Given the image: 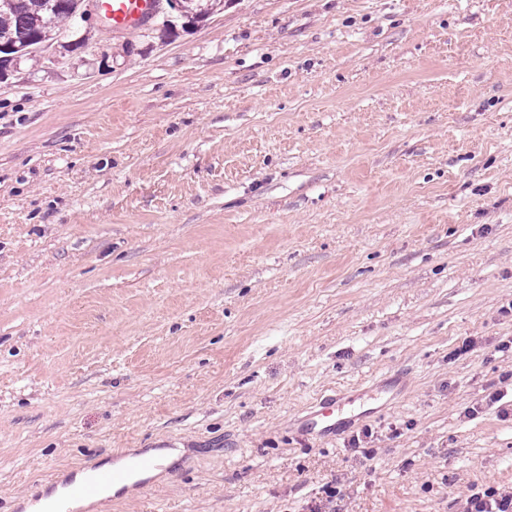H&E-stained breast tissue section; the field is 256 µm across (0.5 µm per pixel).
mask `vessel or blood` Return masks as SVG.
Masks as SVG:
<instances>
[{
	"instance_id": "b4317fda",
	"label": "vessel or blood",
	"mask_w": 512,
	"mask_h": 512,
	"mask_svg": "<svg viewBox=\"0 0 512 512\" xmlns=\"http://www.w3.org/2000/svg\"><path fill=\"white\" fill-rule=\"evenodd\" d=\"M158 2L159 0H99V7L111 17L113 29L129 30L134 23L147 20L152 6ZM343 423V405L333 396L323 397L301 421L306 431L323 437L335 435ZM162 468L160 458L144 456L123 470H97L81 478H69L63 481L62 493L46 512H74L73 503L93 504L100 495L120 482L138 488L145 487L151 483L154 472Z\"/></svg>"
}]
</instances>
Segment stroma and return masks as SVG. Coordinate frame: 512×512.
Segmentation results:
<instances>
[{"label": "stroma", "mask_w": 512, "mask_h": 512, "mask_svg": "<svg viewBox=\"0 0 512 512\" xmlns=\"http://www.w3.org/2000/svg\"><path fill=\"white\" fill-rule=\"evenodd\" d=\"M73 37L0 86V512L164 449L94 512L512 492V414L483 403L512 394V0H224ZM326 396L355 416L303 434Z\"/></svg>", "instance_id": "obj_1"}]
</instances>
